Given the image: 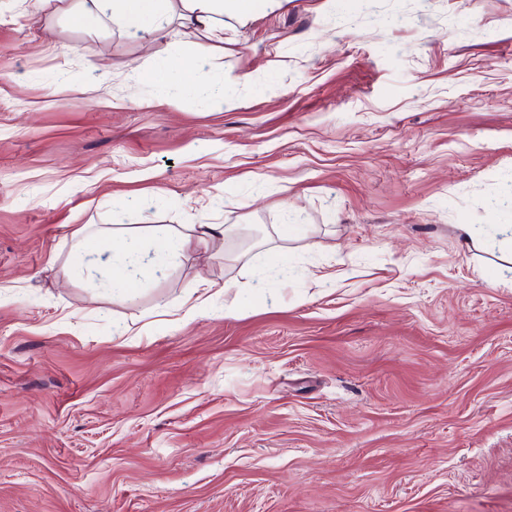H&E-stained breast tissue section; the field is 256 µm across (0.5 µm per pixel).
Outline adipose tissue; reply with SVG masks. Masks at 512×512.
I'll list each match as a JSON object with an SVG mask.
<instances>
[{"label": "adipose tissue", "mask_w": 512, "mask_h": 512, "mask_svg": "<svg viewBox=\"0 0 512 512\" xmlns=\"http://www.w3.org/2000/svg\"><path fill=\"white\" fill-rule=\"evenodd\" d=\"M275 0H74L70 17L106 19L122 34L145 42L174 40L176 23L220 31L225 14L245 21L266 11ZM234 226L182 224L179 226L116 225L76 230V247L86 268L121 266L122 275L108 284L113 301H126L144 280L164 271L189 250L233 234Z\"/></svg>", "instance_id": "obj_1"}]
</instances>
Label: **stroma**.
Wrapping results in <instances>:
<instances>
[{
  "label": "stroma",
  "instance_id": "35a3bbf8",
  "mask_svg": "<svg viewBox=\"0 0 512 512\" xmlns=\"http://www.w3.org/2000/svg\"><path fill=\"white\" fill-rule=\"evenodd\" d=\"M58 9L0 0V512H512V0H283L177 92ZM84 224L239 232L116 304ZM288 241V235L278 234L276 240L269 239L264 244H272L266 251L272 252L269 255L270 266L281 274H288V246L278 243ZM277 242V243H276Z\"/></svg>",
  "mask_w": 512,
  "mask_h": 512
}]
</instances>
